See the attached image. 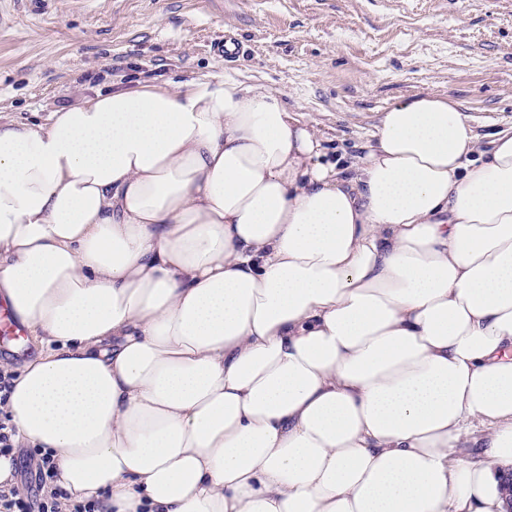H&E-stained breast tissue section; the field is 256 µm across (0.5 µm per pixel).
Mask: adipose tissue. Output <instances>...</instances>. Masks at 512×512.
<instances>
[{"mask_svg":"<svg viewBox=\"0 0 512 512\" xmlns=\"http://www.w3.org/2000/svg\"><path fill=\"white\" fill-rule=\"evenodd\" d=\"M322 155L220 77L0 123V296L43 346L0 408L70 503L512 507V132L417 94L352 176Z\"/></svg>","mask_w":512,"mask_h":512,"instance_id":"obj_1","label":"adipose tissue"}]
</instances>
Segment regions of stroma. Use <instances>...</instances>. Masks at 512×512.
Masks as SVG:
<instances>
[{
  "label": "stroma",
  "mask_w": 512,
  "mask_h": 512,
  "mask_svg": "<svg viewBox=\"0 0 512 512\" xmlns=\"http://www.w3.org/2000/svg\"><path fill=\"white\" fill-rule=\"evenodd\" d=\"M239 56L217 55L224 36ZM204 76L261 84L359 155L396 101L461 103L483 145L512 129V0H0V122Z\"/></svg>",
  "instance_id": "stroma-1"
}]
</instances>
